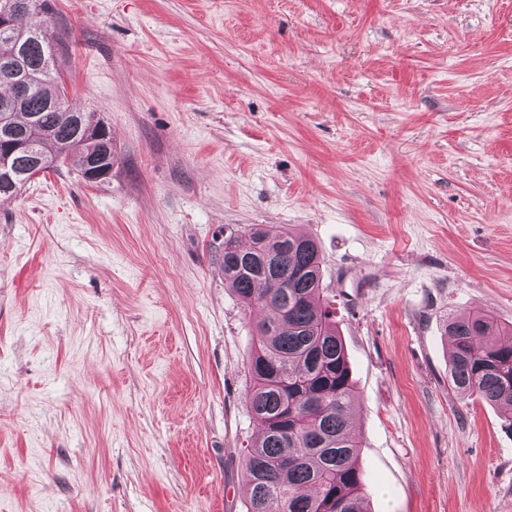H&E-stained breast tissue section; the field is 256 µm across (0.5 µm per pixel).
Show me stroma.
I'll return each mask as SVG.
<instances>
[{"mask_svg": "<svg viewBox=\"0 0 512 512\" xmlns=\"http://www.w3.org/2000/svg\"><path fill=\"white\" fill-rule=\"evenodd\" d=\"M118 161L0 204V512H246L259 312L230 231L314 239L370 512H512L448 317L512 325V0H48Z\"/></svg>", "mask_w": 512, "mask_h": 512, "instance_id": "1", "label": "stroma"}]
</instances>
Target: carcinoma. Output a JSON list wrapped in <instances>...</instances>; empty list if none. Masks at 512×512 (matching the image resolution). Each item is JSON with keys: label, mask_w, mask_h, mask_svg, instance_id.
<instances>
[{"label": "carcinoma", "mask_w": 512, "mask_h": 512, "mask_svg": "<svg viewBox=\"0 0 512 512\" xmlns=\"http://www.w3.org/2000/svg\"><path fill=\"white\" fill-rule=\"evenodd\" d=\"M45 0L12 12L0 26V121L33 137V150L0 154V203L34 176L73 165L84 173L102 143L76 122L55 71L57 36L20 18ZM224 286L249 309L273 317L255 324L248 364V407L258 438L245 455L247 512H367V485L351 433L355 397L334 311L324 296L322 257L308 236L250 224L224 238ZM448 384L459 396L497 406L512 422V326L472 311L446 325Z\"/></svg>", "instance_id": "obj_1"}]
</instances>
